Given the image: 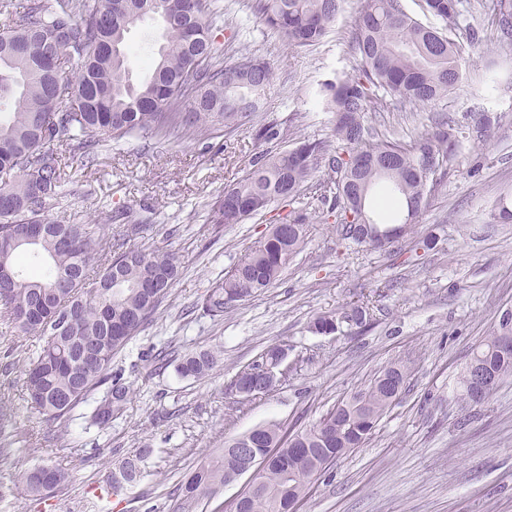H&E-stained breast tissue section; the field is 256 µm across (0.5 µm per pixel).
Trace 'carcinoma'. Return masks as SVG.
I'll return each instance as SVG.
<instances>
[{
	"instance_id": "obj_1",
	"label": "carcinoma",
	"mask_w": 512,
	"mask_h": 512,
	"mask_svg": "<svg viewBox=\"0 0 512 512\" xmlns=\"http://www.w3.org/2000/svg\"><path fill=\"white\" fill-rule=\"evenodd\" d=\"M342 0H254L258 19L276 29L297 48L316 46L330 32ZM489 17L494 48L512 51V0H481ZM427 25L409 14L403 0H363L356 19L351 52L352 72L320 84L319 96L333 114L336 146L319 139H298L282 151L263 150L240 181L224 187L211 207L210 223L241 224L274 202H295L320 170L321 201L330 203L341 224L340 235L372 249L366 224L396 233L403 224L416 227L438 180L456 165L463 134L483 137L498 116L480 109L467 129L436 122L411 141L374 139L365 114L379 112L383 98L405 107L426 104L448 95L463 82L462 42H477V26L464 14L463 0H421ZM206 0H0V12L14 25L0 29V240L26 234L37 226L45 233L33 249L0 258V313L20 333L41 342L26 370L25 391L31 407L46 420L67 422L71 412L100 387H106L90 416L106 428L123 410L130 388L112 380V358L137 335L166 298L180 275L171 251H145L112 246L87 224H64L47 217L62 192L67 161L87 165L106 142H128L179 132L194 135L216 124L231 128L264 109L273 77L270 62L251 56L226 64L220 60ZM155 20L161 41L150 73L131 82L127 35ZM78 61L71 76L67 64ZM287 133L283 122L266 118L256 139L277 146ZM494 220L512 221V193L494 206ZM308 216L290 210L272 225L224 279L211 284L202 309L212 317L269 287L308 232ZM100 266L89 270L91 257ZM69 275L77 283L57 287ZM366 306L352 304L340 315H321L313 328L335 333L341 324L365 327ZM512 336V312L474 350L495 372V384L474 399L467 371L459 376L458 399L483 404L504 378L512 376V352L498 348L501 336ZM280 346L268 347L258 360L239 370L233 391L273 385L252 374L275 363ZM212 352L184 355L176 364L182 377L202 378L215 366ZM396 375L405 384L409 369L394 363L364 391L336 404L302 429L278 423L260 426L248 435L256 454L269 456L260 480L248 487L237 512H294L311 480L303 478L309 462L304 449L316 448L336 458L362 447L393 403ZM139 454L125 458L107 493H120L141 477ZM237 459L221 452L196 469L178 488L192 504L214 496L230 479ZM55 485L66 478L55 466H37L20 474L28 496L49 494L39 473Z\"/></svg>"
}]
</instances>
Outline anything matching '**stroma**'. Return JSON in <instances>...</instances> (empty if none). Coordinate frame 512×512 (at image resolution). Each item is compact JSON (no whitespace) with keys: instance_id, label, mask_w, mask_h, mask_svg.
Masks as SVG:
<instances>
[{"instance_id":"stroma-1","label":"stroma","mask_w":512,"mask_h":512,"mask_svg":"<svg viewBox=\"0 0 512 512\" xmlns=\"http://www.w3.org/2000/svg\"><path fill=\"white\" fill-rule=\"evenodd\" d=\"M209 21L225 62L242 54L274 67L265 110L291 139L335 144L333 115L317 100L320 83L350 72L349 50L361 0H344L324 42L295 49L252 12L251 0H214ZM465 78L448 97L401 110L387 99L366 126L410 141L442 119L469 123L479 108L500 124L465 140L454 171L436 186L413 240L370 251L342 239L335 216L316 194L297 200L309 215L301 251L263 292L205 316L200 303L285 214L273 205L241 224L208 223L210 204L243 178L262 149L255 122L220 138L155 137L100 151L92 166L73 162L51 219L93 224L113 243L169 250L182 273L156 314L112 360L130 388L110 429L89 425L80 405L65 425L30 409L24 369L38 348L0 320V405L13 424L0 435V512H182L175 494L225 443L269 423H315L352 393L366 389L391 363L406 362L409 379L366 445L337 458L313 478L298 512H512V377L483 405L455 396L472 351L512 311V223L492 218L495 199L512 192V52L466 49ZM369 306L364 328L313 330L321 315L348 303ZM288 350V375L269 393L245 400L229 385L269 346ZM217 357L208 376L183 378L174 368L151 371L162 351ZM142 454V477L111 497L101 495L126 457ZM64 469L51 496L21 495L20 473L37 464Z\"/></svg>"}]
</instances>
